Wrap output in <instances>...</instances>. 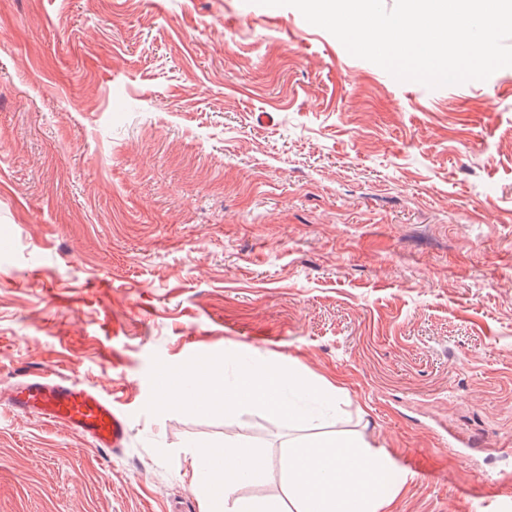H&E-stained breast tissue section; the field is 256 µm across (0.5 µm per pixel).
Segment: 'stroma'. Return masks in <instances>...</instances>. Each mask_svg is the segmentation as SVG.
Here are the masks:
<instances>
[{
  "instance_id": "1",
  "label": "stroma",
  "mask_w": 512,
  "mask_h": 512,
  "mask_svg": "<svg viewBox=\"0 0 512 512\" xmlns=\"http://www.w3.org/2000/svg\"><path fill=\"white\" fill-rule=\"evenodd\" d=\"M201 351L342 404L194 412L157 380ZM44 370L120 454L9 409ZM336 431L412 473L393 512H512V67L400 82L256 0H0V512H202L198 444Z\"/></svg>"
}]
</instances>
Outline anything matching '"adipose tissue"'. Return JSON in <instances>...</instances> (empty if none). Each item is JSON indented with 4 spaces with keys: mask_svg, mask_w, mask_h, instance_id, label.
<instances>
[{
    "mask_svg": "<svg viewBox=\"0 0 512 512\" xmlns=\"http://www.w3.org/2000/svg\"><path fill=\"white\" fill-rule=\"evenodd\" d=\"M305 382L298 377L296 364L288 360L263 372L238 370L233 378L223 371L206 370L196 374L185 372L180 391L188 408L204 406L209 412H237L241 407L257 405L274 418L295 413L283 394L288 390H303Z\"/></svg>",
    "mask_w": 512,
    "mask_h": 512,
    "instance_id": "adipose-tissue-1",
    "label": "adipose tissue"
}]
</instances>
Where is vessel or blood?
Returning a JSON list of instances; mask_svg holds the SVG:
<instances>
[{
    "label": "vessel or blood",
    "mask_w": 512,
    "mask_h": 512,
    "mask_svg": "<svg viewBox=\"0 0 512 512\" xmlns=\"http://www.w3.org/2000/svg\"><path fill=\"white\" fill-rule=\"evenodd\" d=\"M7 404L15 413L36 415L89 439L98 448L118 451L128 440L126 415L113 401L97 390L51 373H36L17 382Z\"/></svg>",
    "instance_id": "1"
}]
</instances>
